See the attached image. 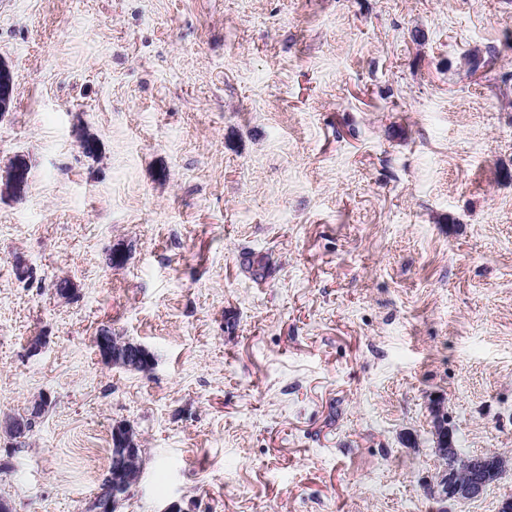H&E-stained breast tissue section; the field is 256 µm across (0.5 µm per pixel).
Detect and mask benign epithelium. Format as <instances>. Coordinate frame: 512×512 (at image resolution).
Returning a JSON list of instances; mask_svg holds the SVG:
<instances>
[{
    "instance_id": "benign-epithelium-1",
    "label": "benign epithelium",
    "mask_w": 512,
    "mask_h": 512,
    "mask_svg": "<svg viewBox=\"0 0 512 512\" xmlns=\"http://www.w3.org/2000/svg\"><path fill=\"white\" fill-rule=\"evenodd\" d=\"M13 103V77L11 68L0 60V112L11 111ZM28 166L23 159H16L9 167L8 178L14 192H21L28 180ZM96 347L101 360L113 367L146 373L152 369L150 352L141 344L116 341L104 332L96 336ZM42 407L31 408L23 420L8 418L4 428L24 436L34 428L41 416ZM137 439L131 424L121 421L112 427V465L104 481L112 488V496L97 502L96 512H119V508L131 495L136 481L128 474L129 464L137 452ZM441 469L437 473V485L433 493L442 500H471L480 497L488 488V476L501 468V459L493 454H462L454 443L442 449Z\"/></svg>"
}]
</instances>
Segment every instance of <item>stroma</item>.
<instances>
[{
  "label": "stroma",
  "mask_w": 512,
  "mask_h": 512,
  "mask_svg": "<svg viewBox=\"0 0 512 512\" xmlns=\"http://www.w3.org/2000/svg\"><path fill=\"white\" fill-rule=\"evenodd\" d=\"M0 58V420L50 399L0 429L16 512H84L119 421L122 512L512 494L429 495L434 403L512 457V0H0ZM13 103V77L11 68L0 60V112L3 116L11 111ZM95 343L101 360L108 365L142 373L152 369L151 353L139 343L130 340L117 342L105 332L96 336ZM30 411V414L24 420L10 417L5 421L4 428L8 430V432L5 433L15 442L13 443V447L17 450L25 447V440H17V437H14L10 432L16 435H21L22 439V436L29 433L31 431L30 429L34 428L36 421L39 420L42 414V407L40 405H35L33 408L31 407Z\"/></svg>",
  "instance_id": "obj_1"
}]
</instances>
